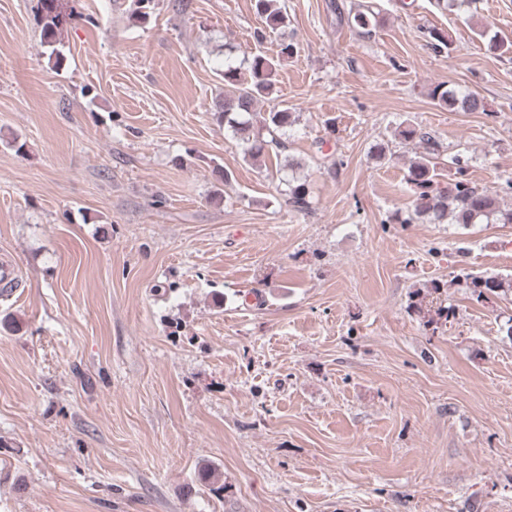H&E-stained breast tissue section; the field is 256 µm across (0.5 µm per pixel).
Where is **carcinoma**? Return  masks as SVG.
I'll use <instances>...</instances> for the list:
<instances>
[{
	"label": "carcinoma",
	"instance_id": "obj_1",
	"mask_svg": "<svg viewBox=\"0 0 512 512\" xmlns=\"http://www.w3.org/2000/svg\"><path fill=\"white\" fill-rule=\"evenodd\" d=\"M41 34L43 42L49 46L57 42L60 31L71 20V14L57 10L50 0H41ZM256 10L266 21L271 30L280 31L281 42L276 56L268 57L261 53L244 60L247 64L249 79L241 78L239 67L230 60L224 61V93L216 96L212 112L224 125V129L239 138L243 144L244 157L256 160L269 149L284 147L285 137L295 123V117L288 107L272 108L267 112H258L256 103L275 89L281 60L294 53V44L286 36L288 14L281 6L280 0H256ZM336 13V20L347 24L361 35L371 34L370 16L373 11H358L347 17L343 16L336 4L330 5ZM433 98L461 112H477L484 109L482 99L471 91L451 93L437 86L432 91ZM399 135L419 145L424 155L409 170V182L416 194V204L412 213L399 218L401 224H411L421 218L442 224L447 221L467 227L482 222L493 224H512V208L500 205L499 195L487 189H480L467 178L465 168L460 160L453 159L456 176L446 187H439L435 182V164L433 156L438 152V143L430 133L414 126H405ZM305 184L288 186V205L298 211L309 207ZM465 287L470 296L481 301L490 295L512 301V275L485 276L469 274L465 277Z\"/></svg>",
	"mask_w": 512,
	"mask_h": 512
}]
</instances>
